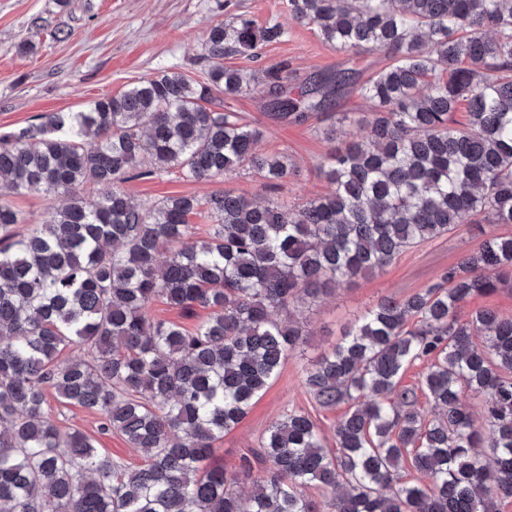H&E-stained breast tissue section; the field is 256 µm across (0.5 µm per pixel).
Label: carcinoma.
I'll return each mask as SVG.
<instances>
[{"instance_id":"1","label":"carcinoma","mask_w":512,"mask_h":512,"mask_svg":"<svg viewBox=\"0 0 512 512\" xmlns=\"http://www.w3.org/2000/svg\"><path fill=\"white\" fill-rule=\"evenodd\" d=\"M288 6L337 51H382L390 65L294 92L285 63L261 79L224 66L287 34L231 15L202 44L203 80L164 71L0 133V512H499L512 499V316L460 314L512 286V235L496 232L512 224V0ZM260 82L298 123L351 92L370 103L338 118L366 134L338 144L336 125L322 131L335 143L319 167L331 192L298 205L224 189L128 197L133 179L222 182L244 168L280 189L288 155L260 152L262 130L208 107ZM88 185L109 191L86 197ZM6 190L66 203L16 233L26 220ZM465 221L477 242L458 265L380 300L307 372L318 406L349 405L336 452L291 406L234 471L207 465L302 343L292 311ZM154 299L209 314L188 329L150 316ZM417 365L418 383L402 384ZM52 397L95 413L144 463L131 468L60 426ZM259 465L266 475L254 481Z\"/></svg>"}]
</instances>
